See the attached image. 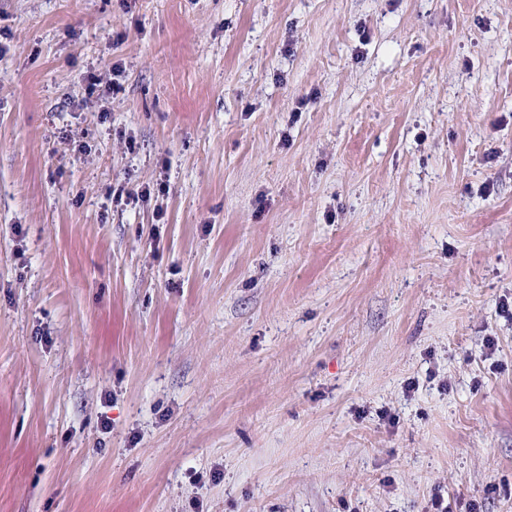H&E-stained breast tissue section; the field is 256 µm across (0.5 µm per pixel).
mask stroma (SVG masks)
<instances>
[{
	"mask_svg": "<svg viewBox=\"0 0 512 512\" xmlns=\"http://www.w3.org/2000/svg\"><path fill=\"white\" fill-rule=\"evenodd\" d=\"M436 496L512 512V0H0V512Z\"/></svg>",
	"mask_w": 512,
	"mask_h": 512,
	"instance_id": "stroma-1",
	"label": "stroma"
}]
</instances>
